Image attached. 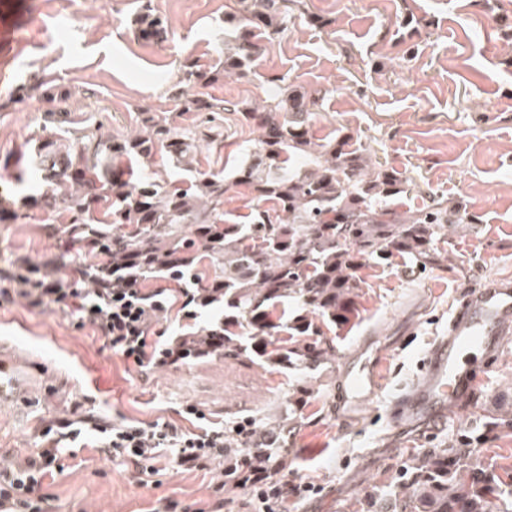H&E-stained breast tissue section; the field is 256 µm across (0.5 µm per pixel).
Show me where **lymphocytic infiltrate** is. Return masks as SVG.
<instances>
[{
	"label": "lymphocytic infiltrate",
	"mask_w": 512,
	"mask_h": 512,
	"mask_svg": "<svg viewBox=\"0 0 512 512\" xmlns=\"http://www.w3.org/2000/svg\"><path fill=\"white\" fill-rule=\"evenodd\" d=\"M21 295L34 308L70 303L82 319L99 328L110 352L138 367L179 366L200 356L178 339L164 346L156 343L148 328L152 295L144 289L98 288L80 300L72 289L48 283L22 289ZM238 433L242 441L234 449L220 426L190 431L171 422L112 423L76 413L61 417L42 428L44 443L24 464L0 469V512H53L52 496L44 492L43 484L47 477L64 471L60 443L88 435L94 436L99 451L124 459L145 476L158 473L163 463L184 471L219 466L222 480L215 484V491H223L225 482H232L247 492L252 512H281L288 499L318 493L313 482L281 477L286 445L272 446L254 438L247 425L239 426Z\"/></svg>",
	"instance_id": "lymphocytic-infiltrate-1"
}]
</instances>
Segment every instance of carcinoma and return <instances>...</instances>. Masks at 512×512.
Masks as SVG:
<instances>
[{"label": "carcinoma", "mask_w": 512, "mask_h": 512, "mask_svg": "<svg viewBox=\"0 0 512 512\" xmlns=\"http://www.w3.org/2000/svg\"><path fill=\"white\" fill-rule=\"evenodd\" d=\"M241 2L224 20L233 42L210 64L185 59L170 86L181 114L195 115L193 125L178 128L174 118L144 109L123 137L99 127L59 135L40 149L44 190L32 203L60 211L65 236L84 248L66 287L143 288L168 279L189 307H223L218 321L188 338L218 335L226 356L248 352L285 369L317 368L336 356L327 333L355 316L365 264L405 254L424 270L441 267L448 251L438 242L477 217L443 195L400 209L409 181L345 128L317 137L318 98L303 85L269 77L278 90L260 103L203 92L225 77L255 74L263 51L256 33L279 36L297 4ZM224 111L260 131L232 173L252 195L241 222L224 213V172L195 166L191 155L196 142L217 141L214 122ZM161 149L186 172L180 183L150 169ZM205 260L219 269L210 280L198 272ZM481 418L456 446L412 454L396 485L369 493L358 512H512V462L480 463L488 434L511 433L512 418Z\"/></svg>", "instance_id": "1"}]
</instances>
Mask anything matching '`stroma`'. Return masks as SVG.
I'll return each instance as SVG.
<instances>
[{
    "mask_svg": "<svg viewBox=\"0 0 512 512\" xmlns=\"http://www.w3.org/2000/svg\"><path fill=\"white\" fill-rule=\"evenodd\" d=\"M239 0H0V30L13 31L15 61L0 79V175L11 178L18 155L31 159L19 194L41 192L33 161L57 131L51 115L67 112L78 127L116 136L136 126L139 109L171 114L168 81L184 58L207 64L224 40V20ZM159 20L164 41L140 35L142 15ZM329 20L312 25L310 16ZM256 76L230 77L208 94L259 100L265 79L280 76L318 91L315 130L358 133L386 163L426 193L464 200L477 223L449 230L445 266L419 272L410 256L360 273L358 314L337 329L335 363L285 370L243 356H210L174 367L140 368L106 350L100 331L65 306L34 309L16 284L0 282V352L17 366L21 397L0 404V465H18L41 443L48 420L71 412L115 423L166 421L195 430L264 417L285 424L291 453L283 475L308 479L320 492L289 501L286 512H357L373 488L396 482L411 454L442 448L475 415L512 417V335L491 359L477 390L476 412L446 427L397 426L390 408L410 384L429 343L467 287L512 277V0H299L287 31L266 44ZM224 144L200 145L202 168L232 171L259 132L233 112L221 115ZM62 217L29 205L0 222V269L24 262L70 265ZM216 308L185 318L179 306L158 313L152 331L165 344L219 317ZM372 343L389 364L390 381L362 422L339 426L330 413L337 362ZM307 388L301 408L294 387ZM196 415H189L187 407ZM65 471L46 479L56 512H164L169 502L206 503L214 471L165 467L141 485L136 469L76 442L63 450Z\"/></svg>",
    "mask_w": 512,
    "mask_h": 512,
    "instance_id": "obj_1",
    "label": "stroma"
}]
</instances>
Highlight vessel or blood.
<instances>
[{"mask_svg": "<svg viewBox=\"0 0 512 512\" xmlns=\"http://www.w3.org/2000/svg\"><path fill=\"white\" fill-rule=\"evenodd\" d=\"M512 334V280L497 277L464 290L448 319V330L425 352L421 372L408 391L396 399L395 423L428 424L448 416L451 402L472 393L479 373L467 363L468 352L493 356L504 336ZM382 358L367 347L350 354L339 374L332 403L340 421L355 422L381 395L385 382ZM20 394L15 365L0 358V403Z\"/></svg>", "mask_w": 512, "mask_h": 512, "instance_id": "1", "label": "vessel or blood"}]
</instances>
